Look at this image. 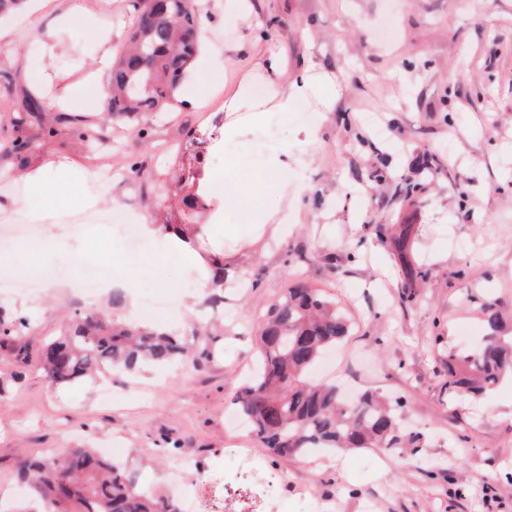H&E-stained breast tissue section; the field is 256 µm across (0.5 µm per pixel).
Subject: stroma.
Here are the masks:
<instances>
[{"mask_svg": "<svg viewBox=\"0 0 512 512\" xmlns=\"http://www.w3.org/2000/svg\"><path fill=\"white\" fill-rule=\"evenodd\" d=\"M112 27L120 55L137 0H85ZM215 11L211 38L226 62L221 99L205 110L169 107L138 124L104 119L93 141L66 130L32 156L91 170L68 188L63 204L32 200L24 169L0 157V202L27 199L0 212V275L25 279L43 265L71 288L0 291V317L26 322L21 335H0V512H38L21 478L27 457L86 446L136 474L147 493L170 496L180 512H512V384L481 401L448 394L443 365L486 332L482 305L493 304L512 328V0H199ZM34 31L15 28L0 50V147L16 138V99L26 77L10 55L26 53ZM96 48L84 31L62 32L48 62L49 92L61 94L92 67ZM278 80L312 69L325 85L299 99L290 115L267 111L212 156L215 169L236 159L259 173L280 149L296 148L303 126L319 134L303 166L309 186L298 223L276 238L257 237L251 220L226 210L205 225L184 205L181 177L188 147L203 150L195 131L245 89L266 101L269 55ZM152 134L142 141L138 127ZM139 166L140 176L129 173ZM412 184L411 196L400 189ZM118 196L128 223L159 217L193 222L221 239L235 275L187 314L195 275L160 239L126 246L106 216ZM411 224L414 254L427 278L407 302L378 226ZM105 264L135 284L138 302L174 299V311L147 324L192 347L189 374L180 367L107 370L81 382L49 386L32 360L90 310L112 313L111 293H80L78 283ZM341 305L349 335L313 378L347 396L375 391L400 401L401 423L422 435L417 450L326 451L274 458L249 427L231 423L234 395L256 358V331L295 281ZM26 346L29 362L17 356Z\"/></svg>", "mask_w": 512, "mask_h": 512, "instance_id": "1", "label": "stroma"}]
</instances>
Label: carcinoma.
<instances>
[{"label": "carcinoma", "mask_w": 512, "mask_h": 512, "mask_svg": "<svg viewBox=\"0 0 512 512\" xmlns=\"http://www.w3.org/2000/svg\"><path fill=\"white\" fill-rule=\"evenodd\" d=\"M201 13L194 0H140L131 47L112 62L107 114L133 119L171 100L199 52ZM21 128L34 123L51 138L67 123L80 139L97 137L85 121L62 113L48 121L40 98L21 101ZM411 226L378 238L399 262L403 287L414 288L427 269L409 251ZM487 333L475 348L448 353V392L481 397L512 375V336L501 331L498 314L484 308ZM350 322L320 290L297 281L272 305L259 336L258 361L234 403L252 432L275 457H308L325 449L419 448L421 436L404 433L396 408L373 393L345 401L335 386L313 381L309 369L342 341ZM187 353L177 337L119 323L88 311L69 333L45 346L42 369L50 384L71 383L102 368L134 369L139 362L165 365ZM23 473L57 512H178L172 500L148 497L133 474L97 454L76 447L61 459L25 460Z\"/></svg>", "instance_id": "1"}]
</instances>
